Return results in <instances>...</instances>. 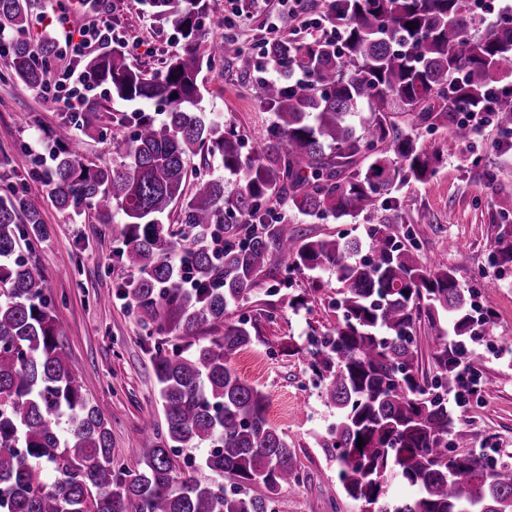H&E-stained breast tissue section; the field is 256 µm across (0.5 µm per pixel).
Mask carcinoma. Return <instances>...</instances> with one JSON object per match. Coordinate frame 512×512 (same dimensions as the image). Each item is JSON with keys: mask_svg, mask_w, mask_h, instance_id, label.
Instances as JSON below:
<instances>
[{"mask_svg": "<svg viewBox=\"0 0 512 512\" xmlns=\"http://www.w3.org/2000/svg\"><path fill=\"white\" fill-rule=\"evenodd\" d=\"M33 7L0 0V27L12 35L3 79L32 89L45 84L56 56L51 38L36 46L27 38ZM153 9L182 41L160 71L130 66L117 47L80 65L110 96L163 106L165 118L139 113L126 161L99 166L84 156L75 130L102 135L114 118L106 104L87 100L78 122L55 129L60 148L42 181L61 211L92 212L102 224L123 215L122 257L137 277L120 293L157 335L152 365L164 428L146 423L137 469L114 455L107 423L61 346L46 281L21 254L48 234L39 201L0 184V507L287 512L279 491L299 484L300 459L268 423L263 392L230 368L256 338L255 324L226 320L287 259L298 271L332 270L339 284L336 327L307 353L336 410L326 448L346 496L362 512H512V462L455 452L448 411L449 393H477V378L459 371L463 339L495 336L494 316L474 320L453 271L419 265L417 228L407 229L405 244L384 221L350 240L302 238L288 215L268 207L276 199L308 217L368 216L397 203L406 185L429 182L440 165L405 123L451 126L467 140L471 129L458 114L492 98L494 120L512 128V86L492 85V73L512 75V14L474 38L466 33L468 0H336L329 20L342 28L341 46L269 45L281 78L264 94L276 122L262 151L246 157L236 128L199 108L203 67L228 52L202 32L212 0H153ZM298 72L303 79L285 81ZM204 153L243 176L235 194H226L222 178L191 183L190 158ZM494 251L497 262L512 264V229L503 224ZM423 322L436 339L431 377L419 372ZM206 325L224 332L201 341ZM202 447L213 481L173 463L176 451ZM393 475L411 490L400 502L387 498Z\"/></svg>", "mask_w": 512, "mask_h": 512, "instance_id": "obj_1", "label": "carcinoma"}]
</instances>
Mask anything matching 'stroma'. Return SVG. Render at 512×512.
<instances>
[{"label":"stroma","instance_id":"35a3bbf8","mask_svg":"<svg viewBox=\"0 0 512 512\" xmlns=\"http://www.w3.org/2000/svg\"><path fill=\"white\" fill-rule=\"evenodd\" d=\"M98 3L95 11L69 15L72 23L111 21L113 42L129 64L157 71L167 55L180 50L175 32L153 20L149 0H126L120 10L111 9L110 0ZM323 9L324 0H256L249 19H239L226 5L202 24L208 39L260 56L272 39L309 41L304 24ZM201 78L205 114L236 127L244 155H255L275 122L257 74L240 73L229 54ZM63 117L34 90L0 82V181L22 184L41 204L50 233L27 256L46 279L63 349L86 397L109 424L112 451L133 468L144 421L164 420L151 368L153 340L130 300L116 293L133 276L120 254L118 226L97 223L90 213L78 218L57 210L43 184L30 177L31 148L40 139L53 143ZM410 133L442 163L429 183L403 188L398 208L353 221L295 213L290 220L300 235L315 238L355 237L367 221L383 219L398 235L410 225L421 230L415 252L419 264L453 270L461 286L472 289L476 312H491L497 322L495 345H469L464 367L478 375L479 391L464 404L449 403L452 433L466 446L499 458L512 456V264L491 262L495 225H512V135L493 124L476 127L467 141L445 128L414 127ZM317 280L322 288L316 292L312 284ZM336 287L330 270L293 273L290 285L276 289L266 279L229 313L233 320L260 321L258 340L233 356L231 366L264 393L268 422L286 434L304 466V483L280 492L288 512H361L360 504L344 495L327 498L336 465L323 445L336 413L325 404L305 355L309 337L336 323L331 305ZM300 296L307 303L298 308L294 300Z\"/></svg>","mask_w":512,"mask_h":512}]
</instances>
